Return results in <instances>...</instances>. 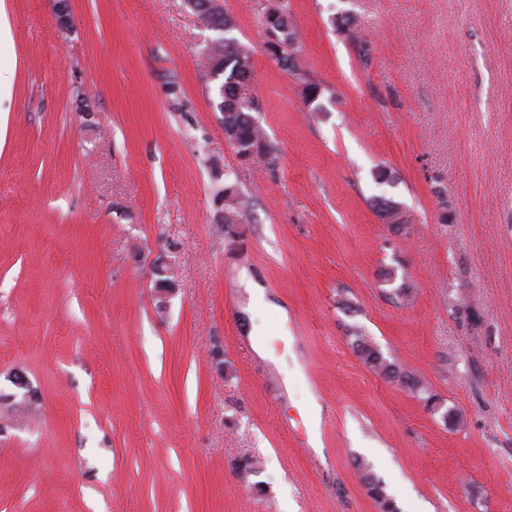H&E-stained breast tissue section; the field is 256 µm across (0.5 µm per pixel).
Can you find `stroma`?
<instances>
[{
    "mask_svg": "<svg viewBox=\"0 0 512 512\" xmlns=\"http://www.w3.org/2000/svg\"><path fill=\"white\" fill-rule=\"evenodd\" d=\"M223 6L272 171L225 139L185 0H69L65 27L0 0V512H380L364 470L398 512H512V0H290L294 73L256 0ZM224 173L251 203L232 242ZM372 207L376 210L380 217L387 220V222L391 224V228L395 226H399L400 228L403 226L402 224L408 223L403 210L399 207V204L392 199H388L383 196L374 197L372 199ZM357 353L363 359L364 363L369 366L374 372L386 377L389 374L398 379L406 380V387L418 394L426 393L425 387L421 381L410 373L403 371L401 366L396 361H390L385 358L380 349L365 336L354 334L353 342ZM410 390V391H411Z\"/></svg>",
    "mask_w": 512,
    "mask_h": 512,
    "instance_id": "1",
    "label": "stroma"
}]
</instances>
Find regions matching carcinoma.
<instances>
[{"label":"carcinoma","instance_id":"cac0c4a2","mask_svg":"<svg viewBox=\"0 0 512 512\" xmlns=\"http://www.w3.org/2000/svg\"><path fill=\"white\" fill-rule=\"evenodd\" d=\"M191 10L207 27H222L227 33L234 28L232 17L215 5L214 0H187ZM262 24L270 36L266 43L267 56L282 69L297 68L294 56L301 52L290 12L288 0H259ZM203 74L207 81L214 83L217 109L222 112L224 134L228 142L235 148L239 158L250 164H258L268 170L277 165V155L268 145L262 127L256 122L252 112L255 101L246 92V87L253 80L252 53L233 37H221L204 45L200 53ZM303 97L308 111L320 112L322 107L314 102L322 95L320 84L302 79ZM222 202L224 213L220 223L226 226L225 233L233 235L232 225L244 223L248 211V203L234 183H227L216 194ZM372 207L388 223L402 226L408 223L399 204L383 196L372 199ZM354 346L364 363L374 372L386 377L393 375L406 380V387L421 394L426 392L421 381L410 373L403 371L401 366L383 356L380 349L368 338L354 334ZM369 491L377 499L382 512H396L391 498L385 493L380 483L368 472L362 474Z\"/></svg>","mask_w":512,"mask_h":512}]
</instances>
